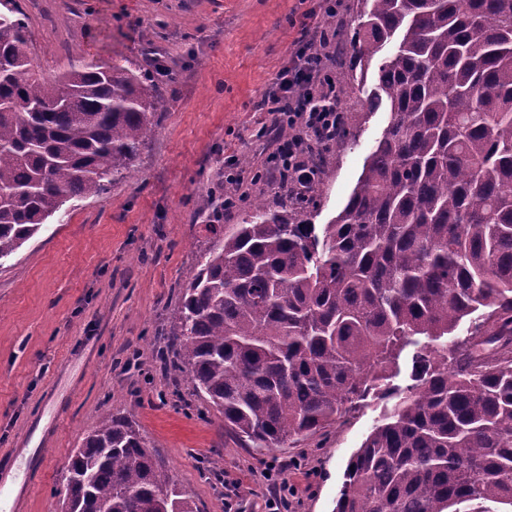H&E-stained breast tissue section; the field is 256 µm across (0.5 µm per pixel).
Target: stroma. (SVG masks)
Returning <instances> with one entry per match:
<instances>
[{
	"label": "stroma",
	"mask_w": 512,
	"mask_h": 512,
	"mask_svg": "<svg viewBox=\"0 0 512 512\" xmlns=\"http://www.w3.org/2000/svg\"><path fill=\"white\" fill-rule=\"evenodd\" d=\"M40 74L75 60L160 59L158 127L133 175L62 216L0 266V453L40 416L57 426L27 512H59L71 452L100 415L136 421L200 512H264L282 473L295 492L284 512H333L351 454L392 398L369 396L345 422L261 452L225 434L219 413L189 379L161 368L164 329L185 275L204 250L199 194L223 181L229 163L264 168L276 151L263 135L264 94L318 0H19ZM375 72L342 87L356 138L322 154L313 221L345 205L390 113L365 103Z\"/></svg>",
	"instance_id": "1"
}]
</instances>
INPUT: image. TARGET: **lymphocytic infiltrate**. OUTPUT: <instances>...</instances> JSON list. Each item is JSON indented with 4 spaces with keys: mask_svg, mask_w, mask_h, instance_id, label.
Wrapping results in <instances>:
<instances>
[{
    "mask_svg": "<svg viewBox=\"0 0 512 512\" xmlns=\"http://www.w3.org/2000/svg\"><path fill=\"white\" fill-rule=\"evenodd\" d=\"M333 36L324 21H305L295 42V64L277 74L272 91L263 100L273 126H286L293 135L269 156L267 168L276 178H287L292 191L304 190L315 180L311 156L335 141L342 127L336 105V81L328 72V49Z\"/></svg>",
    "mask_w": 512,
    "mask_h": 512,
    "instance_id": "obj_1",
    "label": "lymphocytic infiltrate"
}]
</instances>
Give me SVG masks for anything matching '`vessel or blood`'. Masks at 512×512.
<instances>
[{
  "label": "vessel or blood",
  "mask_w": 512,
  "mask_h": 512,
  "mask_svg": "<svg viewBox=\"0 0 512 512\" xmlns=\"http://www.w3.org/2000/svg\"><path fill=\"white\" fill-rule=\"evenodd\" d=\"M47 453L44 433L38 425H30L9 449V465L0 467V512H22L29 497L30 476L42 468Z\"/></svg>",
  "instance_id": "b4317fda"
}]
</instances>
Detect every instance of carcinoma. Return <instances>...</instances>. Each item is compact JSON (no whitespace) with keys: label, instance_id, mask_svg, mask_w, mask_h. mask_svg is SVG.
<instances>
[{"label":"carcinoma","instance_id":"cac0c4a2","mask_svg":"<svg viewBox=\"0 0 512 512\" xmlns=\"http://www.w3.org/2000/svg\"><path fill=\"white\" fill-rule=\"evenodd\" d=\"M0 11V263L73 199L129 177L158 126L156 82L84 63L47 78L15 0ZM336 30L351 84L391 119L347 202L310 222L320 181L207 224L167 340L248 448H288L369 395H398L350 458L335 512L512 508V0H357ZM238 190L201 193L206 219ZM464 335L455 331L464 320ZM414 347L413 383L393 387ZM70 512H198L136 422L104 414L68 463Z\"/></svg>","mask_w":512,"mask_h":512}]
</instances>
